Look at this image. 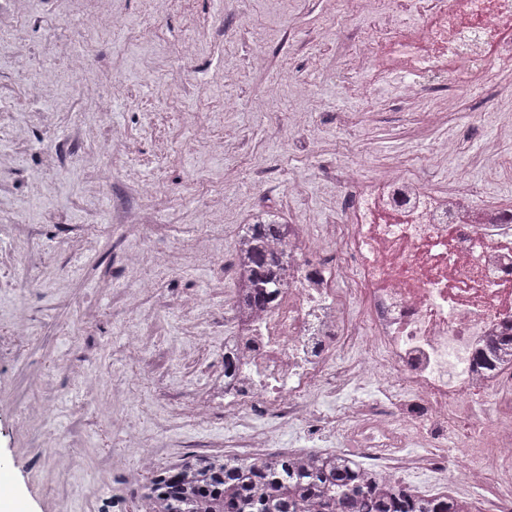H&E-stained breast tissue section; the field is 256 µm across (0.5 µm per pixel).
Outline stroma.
<instances>
[{
    "mask_svg": "<svg viewBox=\"0 0 512 512\" xmlns=\"http://www.w3.org/2000/svg\"><path fill=\"white\" fill-rule=\"evenodd\" d=\"M0 0V512H144L140 430L161 467L246 447L223 415L197 418L224 370L222 264L233 229L276 211L299 224L341 219L336 157L362 176L413 161L429 185L460 181L512 201V72L445 100L418 131L396 93L351 95L336 59L363 20L351 0ZM265 51L268 71L252 58ZM320 98L308 130L289 115ZM487 112L484 123L464 120ZM240 138L224 153L225 125ZM453 136L461 152L436 157ZM498 139L495 176L482 147ZM241 172L224 184V167ZM149 358L135 372L123 342ZM74 457L66 475L50 448Z\"/></svg>",
    "mask_w": 512,
    "mask_h": 512,
    "instance_id": "obj_1",
    "label": "stroma"
}]
</instances>
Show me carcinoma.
I'll return each instance as SVG.
<instances>
[{"mask_svg":"<svg viewBox=\"0 0 512 512\" xmlns=\"http://www.w3.org/2000/svg\"><path fill=\"white\" fill-rule=\"evenodd\" d=\"M282 226L271 212L244 225L254 236L251 294L264 304L276 287L264 243ZM145 512H471L448 495L423 498L403 485L383 487L346 457L317 456L306 469L282 454L248 462L223 454L195 455L156 471L144 485Z\"/></svg>","mask_w":512,"mask_h":512,"instance_id":"obj_1","label":"carcinoma"}]
</instances>
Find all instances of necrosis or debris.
<instances>
[{
    "mask_svg": "<svg viewBox=\"0 0 512 512\" xmlns=\"http://www.w3.org/2000/svg\"><path fill=\"white\" fill-rule=\"evenodd\" d=\"M375 26L345 60L377 84L399 73L405 102L435 129L438 93L477 89L512 71V0H356ZM342 223L287 224L268 241L280 283L255 306L234 290L228 378L205 415L233 428L262 413L295 429L288 455L359 448L382 483L416 468L474 491L479 512H512V203L469 187L440 191L395 162L362 177L340 163ZM425 454L411 455V448Z\"/></svg>",
    "mask_w": 512,
    "mask_h": 512,
    "instance_id": "necrosis-or-debris-1",
    "label": "necrosis or debris"
}]
</instances>
